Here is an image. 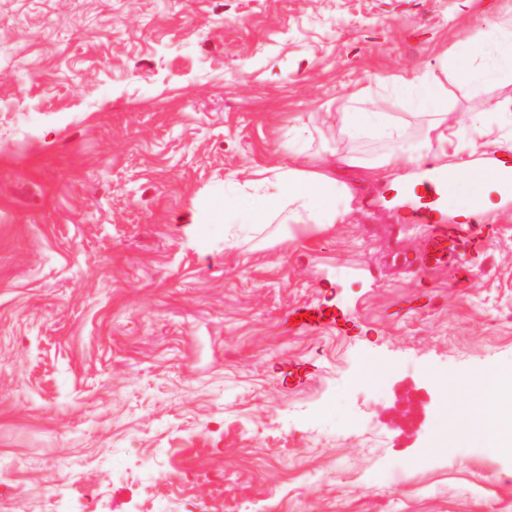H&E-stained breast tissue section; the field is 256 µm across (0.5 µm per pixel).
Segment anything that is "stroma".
Listing matches in <instances>:
<instances>
[{"label": "stroma", "mask_w": 512, "mask_h": 512, "mask_svg": "<svg viewBox=\"0 0 512 512\" xmlns=\"http://www.w3.org/2000/svg\"><path fill=\"white\" fill-rule=\"evenodd\" d=\"M512 0H0V512H512V450L439 442L432 375L512 366V192L483 253L404 269L415 203L344 176V223L257 235L244 180L349 145L379 77ZM363 159L384 143L350 145ZM199 223L188 226L190 214ZM237 235L225 242L226 232ZM330 299L356 327L290 331ZM384 368L380 383L359 375ZM412 428L398 426L403 398ZM401 468L397 481L384 474Z\"/></svg>", "instance_id": "35a3bbf8"}]
</instances>
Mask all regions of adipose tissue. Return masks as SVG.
I'll list each match as a JSON object with an SVG mask.
<instances>
[{"instance_id": "ef3b65f1", "label": "adipose tissue", "mask_w": 512, "mask_h": 512, "mask_svg": "<svg viewBox=\"0 0 512 512\" xmlns=\"http://www.w3.org/2000/svg\"><path fill=\"white\" fill-rule=\"evenodd\" d=\"M439 61L451 66L458 83L468 93L480 92L486 85L503 89L504 94L488 100L486 111L512 113V26L495 25L486 31L446 48ZM396 95L416 93L421 104L415 113L425 134L426 151L411 155L403 151L402 124L383 112L367 91L352 95L336 115V127L349 141L369 136L389 144L390 149L372 163L349 151L339 152L334 164L323 165L315 155L292 158L261 171L260 178L239 184L241 196L256 202L254 224H315L326 229L344 220L345 212L330 205L331 196L349 192L339 173L346 168H364L369 181L414 184V167L423 162L444 170L452 184L464 187L465 214H488L499 204L491 196L495 183L492 169L502 167L497 157L469 154L460 158L459 143L464 134L487 139L489 146L512 152V134L492 136L481 114H474L469 127H462L456 113L448 109V91L443 83L427 84L417 75L391 74L381 79ZM437 385L450 388L460 398L456 412L466 435L485 448L512 446V369L479 375L448 377L434 375Z\"/></svg>"}]
</instances>
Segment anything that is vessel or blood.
Returning a JSON list of instances; mask_svg holds the SVG:
<instances>
[{
	"label": "vessel or blood",
	"mask_w": 512,
	"mask_h": 512,
	"mask_svg": "<svg viewBox=\"0 0 512 512\" xmlns=\"http://www.w3.org/2000/svg\"><path fill=\"white\" fill-rule=\"evenodd\" d=\"M419 191L424 199V212L421 223L432 225V232L426 236L424 244L415 258L407 260V267L422 271L443 270L456 265L466 255L467 248H479L481 238L472 224H435L433 213L436 206L452 193L453 186L440 174H430L422 180ZM298 322L293 329L302 333H316L332 327L339 331H350L354 322L347 312L339 308H327L323 303H303L291 311Z\"/></svg>",
	"instance_id": "vessel-or-blood-1"
}]
</instances>
